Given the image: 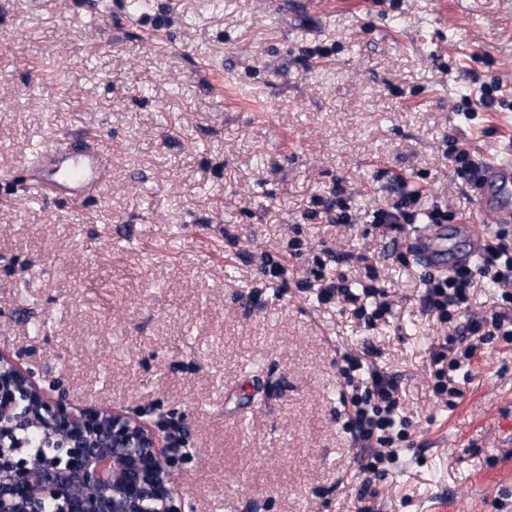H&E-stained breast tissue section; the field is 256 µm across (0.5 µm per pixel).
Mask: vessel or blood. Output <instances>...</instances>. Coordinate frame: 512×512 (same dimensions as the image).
I'll list each match as a JSON object with an SVG mask.
<instances>
[{
  "label": "vessel or blood",
  "instance_id": "b4317fda",
  "mask_svg": "<svg viewBox=\"0 0 512 512\" xmlns=\"http://www.w3.org/2000/svg\"><path fill=\"white\" fill-rule=\"evenodd\" d=\"M28 191H47L57 200L86 201L99 196L110 177L100 146L91 140L69 139L42 143L25 166ZM478 202L493 224L512 223V154L480 167ZM447 234L437 228L416 242V253L423 265L444 271L470 262L484 245L483 239H471L469 251L448 256Z\"/></svg>",
  "mask_w": 512,
  "mask_h": 512
}]
</instances>
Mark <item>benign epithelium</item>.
Returning a JSON list of instances; mask_svg holds the SVG:
<instances>
[{
  "label": "benign epithelium",
  "mask_w": 512,
  "mask_h": 512,
  "mask_svg": "<svg viewBox=\"0 0 512 512\" xmlns=\"http://www.w3.org/2000/svg\"><path fill=\"white\" fill-rule=\"evenodd\" d=\"M178 460L159 425L53 398L0 352V512H195Z\"/></svg>",
  "instance_id": "1"
}]
</instances>
